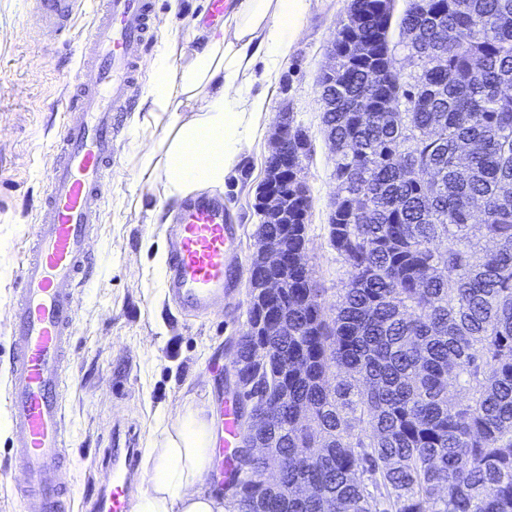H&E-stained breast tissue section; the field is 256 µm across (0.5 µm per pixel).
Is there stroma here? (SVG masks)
Returning a JSON list of instances; mask_svg holds the SVG:
<instances>
[{
	"label": "stroma",
	"instance_id": "1",
	"mask_svg": "<svg viewBox=\"0 0 512 512\" xmlns=\"http://www.w3.org/2000/svg\"><path fill=\"white\" fill-rule=\"evenodd\" d=\"M350 0H309L301 28L272 80L256 66L253 92L264 93L269 122L245 148L224 182V205L240 228L242 271L224 297L223 312L185 318L165 298L156 277L158 246L167 245L168 227L150 221L149 205L161 200L129 161L132 128L147 118L134 103L124 121L118 164L93 249L96 271L81 288L77 334L68 357L63 391L67 426V478L74 487L75 512H93L103 467L112 450V424L122 419L137 448L157 438L159 412L176 413L186 397L217 410L226 395L224 369L247 321L248 269L260 218L256 194L266 175L274 124L290 116L311 140L302 178L312 197L307 263L335 304L345 269L328 243L327 224L336 195L334 153L322 130L318 78L328 64L327 48ZM157 0L156 49H168L178 67L179 49L206 0ZM30 0H0V415L7 385L10 349L9 308L18 260L52 162V135L90 30L89 16L73 26L67 46L40 40L32 24Z\"/></svg>",
	"mask_w": 512,
	"mask_h": 512
}]
</instances>
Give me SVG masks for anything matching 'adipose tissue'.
<instances>
[{
  "instance_id": "ef3b65f1",
  "label": "adipose tissue",
  "mask_w": 512,
  "mask_h": 512,
  "mask_svg": "<svg viewBox=\"0 0 512 512\" xmlns=\"http://www.w3.org/2000/svg\"><path fill=\"white\" fill-rule=\"evenodd\" d=\"M306 11L307 0H239L221 31L186 38L177 70L157 55L142 101L163 135L137 132L132 159L161 199L223 189L268 118L263 98L251 91L255 61L264 57L276 69ZM162 422V438L145 451L148 479L133 512H228L207 485L214 428L205 402L189 398Z\"/></svg>"
}]
</instances>
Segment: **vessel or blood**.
Wrapping results in <instances>:
<instances>
[{"label": "vessel or blood", "instance_id": "b4317fda", "mask_svg": "<svg viewBox=\"0 0 512 512\" xmlns=\"http://www.w3.org/2000/svg\"><path fill=\"white\" fill-rule=\"evenodd\" d=\"M33 2L42 36L67 41L83 0ZM156 21L155 0H100L60 116L29 249L18 263L5 401L22 512L72 509L64 468V367L76 335L79 290L96 264L90 244L97 236L116 143ZM239 245L238 227L227 223L221 198L198 195L180 201L166 270L171 302L189 315L223 307ZM223 415L224 435L209 470L215 480L223 477L224 457L237 441L231 407H224ZM145 475L138 450L122 444L120 431H113L112 462L98 491L100 512H132L128 488Z\"/></svg>", "mask_w": 512, "mask_h": 512}]
</instances>
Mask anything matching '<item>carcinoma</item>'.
I'll return each instance as SVG.
<instances>
[{"label":"carcinoma","instance_id":"1","mask_svg":"<svg viewBox=\"0 0 512 512\" xmlns=\"http://www.w3.org/2000/svg\"><path fill=\"white\" fill-rule=\"evenodd\" d=\"M392 11L350 0L341 67L319 77L336 304L297 262L312 199L293 172L288 223L255 230L288 251V290L249 319L288 335L236 341L241 402L276 421L243 435L266 453L236 451L230 512H512V0H410V84ZM476 234L495 248L476 254ZM394 1V12L388 39L390 41V46L393 47L397 69L400 70L406 79H409L411 75L415 74L417 68L413 60L409 58L407 50L403 47V42L406 40V38L399 25L400 18L406 10L409 2L408 0Z\"/></svg>","mask_w":512,"mask_h":512}]
</instances>
